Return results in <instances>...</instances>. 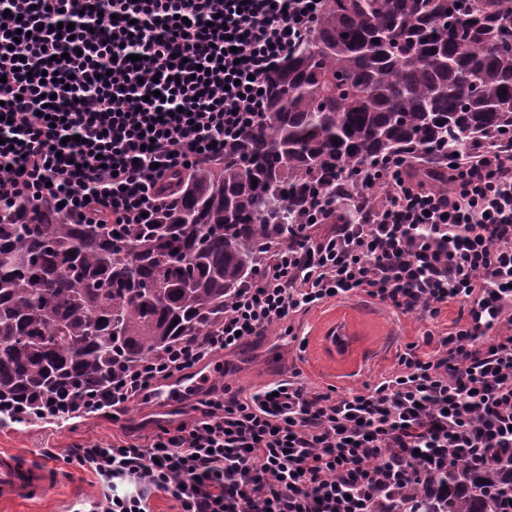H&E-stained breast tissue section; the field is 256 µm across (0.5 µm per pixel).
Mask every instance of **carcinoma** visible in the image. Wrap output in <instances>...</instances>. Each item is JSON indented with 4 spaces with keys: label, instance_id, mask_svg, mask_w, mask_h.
Instances as JSON below:
<instances>
[{
    "label": "carcinoma",
    "instance_id": "cac0c4a2",
    "mask_svg": "<svg viewBox=\"0 0 512 512\" xmlns=\"http://www.w3.org/2000/svg\"><path fill=\"white\" fill-rule=\"evenodd\" d=\"M266 118L172 183L175 207L119 235L47 207L0 213V415L72 411L133 366L224 321V303L309 212L366 188L382 160L512 136L504 0H326L270 72ZM257 185H252V180ZM512 469L454 462L392 512H500Z\"/></svg>",
    "mask_w": 512,
    "mask_h": 512
}]
</instances>
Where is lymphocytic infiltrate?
<instances>
[{
    "label": "lymphocytic infiltrate",
    "mask_w": 512,
    "mask_h": 512,
    "mask_svg": "<svg viewBox=\"0 0 512 512\" xmlns=\"http://www.w3.org/2000/svg\"><path fill=\"white\" fill-rule=\"evenodd\" d=\"M323 0H0V208L60 207L74 224H139L264 116L269 72L303 43ZM450 191L411 156L355 197V222L299 225L224 321L137 365L117 364L86 416L118 418L162 381L268 326L365 293L403 313L464 306L408 345L399 369L335 395L288 379L251 397L206 391L190 421L146 442L70 450L105 486L88 512H386L415 464L512 465V143L450 156Z\"/></svg>",
    "instance_id": "f902f5d3"
}]
</instances>
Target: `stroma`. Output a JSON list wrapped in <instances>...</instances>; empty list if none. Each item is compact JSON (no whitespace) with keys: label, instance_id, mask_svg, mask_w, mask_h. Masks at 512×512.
<instances>
[{"label":"stroma","instance_id":"stroma-1","mask_svg":"<svg viewBox=\"0 0 512 512\" xmlns=\"http://www.w3.org/2000/svg\"><path fill=\"white\" fill-rule=\"evenodd\" d=\"M460 315L458 304L443 306L433 319L420 313L401 314L364 295L332 299L291 319L293 334L274 325L265 335L254 336L229 354L215 358L222 367L216 382L252 395L291 375L310 388L335 387L337 393L363 388L395 372L398 356L425 334L448 332ZM347 319L354 330L351 348L331 353L324 333L337 319ZM194 398H186L174 412H161L155 401L132 405L119 420L102 417L73 418L62 424L32 417L22 422L0 423V448H10L43 463L48 454L59 483L33 502L13 506L12 512H70L76 503L102 497L105 488L77 464L66 463V450L112 438L145 441L190 419Z\"/></svg>","mask_w":512,"mask_h":512}]
</instances>
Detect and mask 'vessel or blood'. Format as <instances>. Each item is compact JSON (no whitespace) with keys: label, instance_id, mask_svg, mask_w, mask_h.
Instances as JSON below:
<instances>
[{"label":"vessel or blood","instance_id":"b4317fda","mask_svg":"<svg viewBox=\"0 0 512 512\" xmlns=\"http://www.w3.org/2000/svg\"><path fill=\"white\" fill-rule=\"evenodd\" d=\"M214 373V367H199L186 378L168 382L156 393L155 399L167 408H175L186 396L206 390ZM55 480L56 476L48 466L33 462L22 453L0 449L1 505L42 496L52 488Z\"/></svg>","mask_w":512,"mask_h":512}]
</instances>
